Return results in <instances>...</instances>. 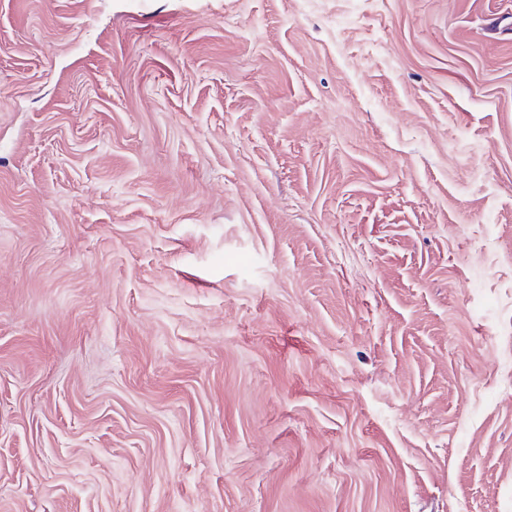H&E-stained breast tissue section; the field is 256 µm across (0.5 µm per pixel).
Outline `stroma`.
Instances as JSON below:
<instances>
[{
  "instance_id": "obj_1",
  "label": "stroma",
  "mask_w": 512,
  "mask_h": 512,
  "mask_svg": "<svg viewBox=\"0 0 512 512\" xmlns=\"http://www.w3.org/2000/svg\"><path fill=\"white\" fill-rule=\"evenodd\" d=\"M178 507L512 512V0H0V512Z\"/></svg>"
}]
</instances>
